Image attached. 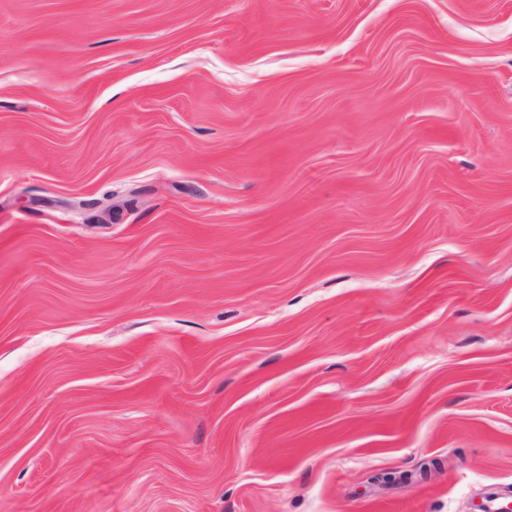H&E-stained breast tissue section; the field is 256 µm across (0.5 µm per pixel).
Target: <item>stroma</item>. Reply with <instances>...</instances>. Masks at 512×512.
<instances>
[{
  "mask_svg": "<svg viewBox=\"0 0 512 512\" xmlns=\"http://www.w3.org/2000/svg\"><path fill=\"white\" fill-rule=\"evenodd\" d=\"M494 494L512 0H0V512Z\"/></svg>",
  "mask_w": 512,
  "mask_h": 512,
  "instance_id": "35a3bbf8",
  "label": "stroma"
}]
</instances>
